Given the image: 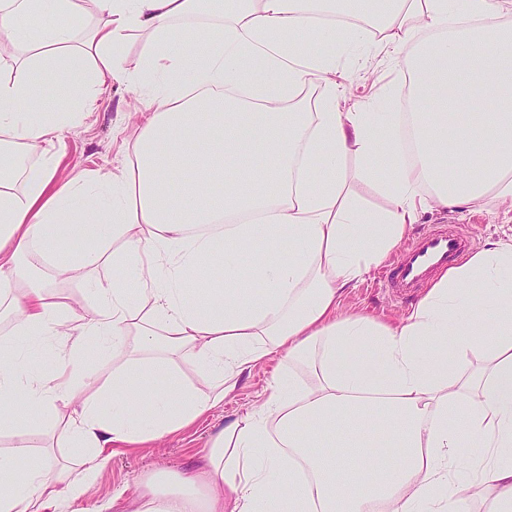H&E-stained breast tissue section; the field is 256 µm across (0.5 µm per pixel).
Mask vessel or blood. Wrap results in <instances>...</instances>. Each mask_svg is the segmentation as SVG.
Wrapping results in <instances>:
<instances>
[{"label": "vessel or blood", "instance_id": "b4317fda", "mask_svg": "<svg viewBox=\"0 0 512 512\" xmlns=\"http://www.w3.org/2000/svg\"><path fill=\"white\" fill-rule=\"evenodd\" d=\"M466 251L461 234L432 232L411 243L399 262L393 264L387 281L398 297L413 295L436 271L447 270Z\"/></svg>", "mask_w": 512, "mask_h": 512}]
</instances>
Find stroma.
<instances>
[{"instance_id": "35a3bbf8", "label": "stroma", "mask_w": 512, "mask_h": 512, "mask_svg": "<svg viewBox=\"0 0 512 512\" xmlns=\"http://www.w3.org/2000/svg\"><path fill=\"white\" fill-rule=\"evenodd\" d=\"M336 69L349 84L347 96L340 103L341 109L359 112L376 91L404 74L405 64L403 60L382 55L358 63L341 56L336 60ZM136 105L126 86L113 85L110 96L99 109L66 131L57 143L60 176L78 179L110 171L123 157L124 142L134 141L140 133L138 119L133 114ZM450 226L472 238L480 248L512 236V217L492 208L426 212L415 224L412 234L417 237ZM385 266L372 268L356 288L348 290L341 305L343 315H366L380 322L395 324L412 309V302L394 298L386 288L383 279ZM287 368V356H275L244 373L222 408L185 429L165 435L150 446L120 449L99 475L84 501L85 506L110 498L119 488L137 489L154 469H185L206 448L210 436L223 428L228 418L257 405L273 379Z\"/></svg>"}]
</instances>
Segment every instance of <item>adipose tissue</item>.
<instances>
[{"instance_id":"adipose-tissue-1","label":"adipose tissue","mask_w":512,"mask_h":512,"mask_svg":"<svg viewBox=\"0 0 512 512\" xmlns=\"http://www.w3.org/2000/svg\"><path fill=\"white\" fill-rule=\"evenodd\" d=\"M49 11L91 23L78 43L42 25L0 74V309L20 335L59 338L66 353L25 377L14 344H0V428L25 425L0 456V512H66L89 495L107 447L190 426L282 352L291 372L225 422L196 465L88 512H512V240L449 268L398 325L339 314L424 212L512 213V0H0V45ZM342 15L376 29L373 55L437 33L378 96L382 111L340 108L336 54L363 40L328 25ZM191 18L204 26L178 27ZM34 73L63 88L67 110L30 120ZM116 82L141 105L140 136L111 172L58 181L55 140ZM314 83L317 111H298ZM398 99L408 111H393ZM357 179L385 206L365 208ZM74 232L94 249L70 252ZM107 262L104 285L92 272ZM246 267L259 294L241 287ZM45 270L81 272L95 302L73 315L36 285ZM89 336L111 338L120 359L111 393L94 397ZM183 360L201 383L184 382ZM60 402L85 451L80 476L12 471L43 447ZM370 434L387 453L369 455Z\"/></svg>"}]
</instances>
